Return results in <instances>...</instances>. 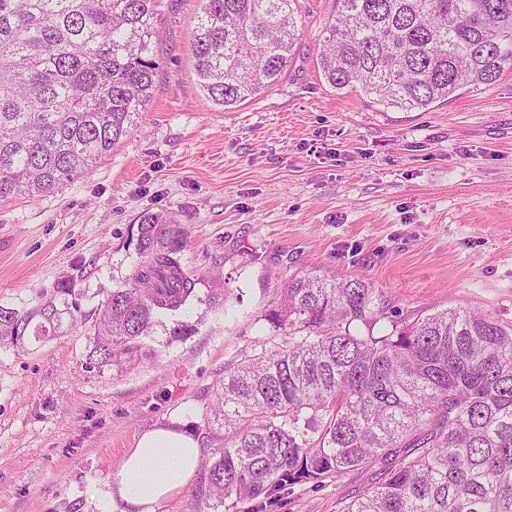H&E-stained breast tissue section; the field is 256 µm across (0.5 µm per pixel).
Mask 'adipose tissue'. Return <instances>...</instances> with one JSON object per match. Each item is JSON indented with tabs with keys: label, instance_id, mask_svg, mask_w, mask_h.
<instances>
[{
	"label": "adipose tissue",
	"instance_id": "ef3b65f1",
	"mask_svg": "<svg viewBox=\"0 0 512 512\" xmlns=\"http://www.w3.org/2000/svg\"><path fill=\"white\" fill-rule=\"evenodd\" d=\"M201 461L197 439L171 425L153 427L122 461L108 495L134 512H157L162 502L190 485Z\"/></svg>",
	"mask_w": 512,
	"mask_h": 512
}]
</instances>
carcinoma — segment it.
I'll list each match as a JSON object with an SVG mask.
<instances>
[{
    "instance_id": "1",
    "label": "carcinoma",
    "mask_w": 512,
    "mask_h": 512,
    "mask_svg": "<svg viewBox=\"0 0 512 512\" xmlns=\"http://www.w3.org/2000/svg\"><path fill=\"white\" fill-rule=\"evenodd\" d=\"M157 0H0V205L88 175L155 87ZM295 0H202L190 45L205 100L233 109L276 85L298 39ZM317 58L328 85L427 110L512 67V0H338ZM170 213L138 224L128 287L101 305L89 364L132 360L155 319L198 297ZM71 282L0 345L78 325ZM360 278L295 276L265 314L281 343L224 376V445L194 494L238 512L285 486L360 468L380 478L343 512H512V325L466 307L406 321ZM388 320L391 330L374 335Z\"/></svg>"
}]
</instances>
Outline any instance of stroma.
<instances>
[{
  "instance_id": "1",
  "label": "stroma",
  "mask_w": 512,
  "mask_h": 512,
  "mask_svg": "<svg viewBox=\"0 0 512 512\" xmlns=\"http://www.w3.org/2000/svg\"><path fill=\"white\" fill-rule=\"evenodd\" d=\"M201 0H158L160 62L139 122L87 176L0 205V307L76 283L82 325L0 346V512H123L107 492L144 431L177 422L203 454L216 382L276 330L303 271L358 276L407 320L467 306L512 325V69L428 111L330 87L317 67L336 0H297L281 82L231 111L206 101L189 52ZM147 212L186 233L198 300L138 357L90 367L85 325L139 259ZM187 325L170 340L166 329ZM373 469L298 484L246 512H341Z\"/></svg>"
}]
</instances>
